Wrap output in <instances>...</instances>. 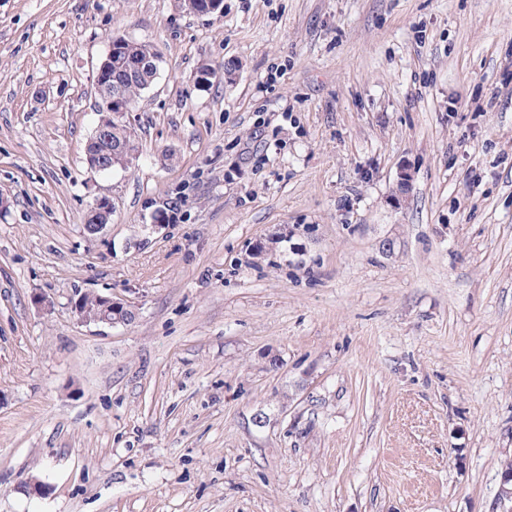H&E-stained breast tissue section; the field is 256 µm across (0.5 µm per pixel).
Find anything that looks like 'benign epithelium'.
<instances>
[{"instance_id":"obj_1","label":"benign epithelium","mask_w":512,"mask_h":512,"mask_svg":"<svg viewBox=\"0 0 512 512\" xmlns=\"http://www.w3.org/2000/svg\"><path fill=\"white\" fill-rule=\"evenodd\" d=\"M112 52L108 49L105 58L99 64L95 74V86L99 96V108L103 112L93 134L85 146V163L89 170L94 172H106L111 168L108 161L109 154L98 150V146L104 139H109L112 128V112H130L133 104L125 94L124 86L112 85L108 82L107 73L112 71ZM114 206L106 197L94 200L89 208L86 223L90 232L100 233L112 221ZM100 309L94 316H90L78 304L71 303V310L77 320L82 324H95L108 327L117 325H129L136 317L133 308L124 300L116 299L112 295L97 294ZM502 512H512V472H504L501 475V491L499 494Z\"/></svg>"}]
</instances>
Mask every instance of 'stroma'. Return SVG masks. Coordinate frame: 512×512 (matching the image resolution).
Wrapping results in <instances>:
<instances>
[{"label":"stroma","instance_id":"stroma-1","mask_svg":"<svg viewBox=\"0 0 512 512\" xmlns=\"http://www.w3.org/2000/svg\"><path fill=\"white\" fill-rule=\"evenodd\" d=\"M116 36L158 77L100 174ZM509 73L512 0H0V512H496ZM85 291L134 323H79ZM114 43L117 42H113V40L110 42L108 52L96 70L94 82L99 96L100 112H103V115L100 117L93 134L85 146V163L89 170L98 173L109 171L111 165L112 168L115 169L125 168V156L122 155L127 153V148L125 146H129L133 150L139 148L136 131L131 128L130 124H126V121H123L122 118L112 117L113 111L118 110L120 112H131L133 104L126 96L123 85L112 86V83L108 82L107 73L112 71L109 75L112 82H122L129 95L133 97L138 98L146 88L142 86L139 80L131 81L128 75L112 68V52H115L113 49ZM111 128L112 141L118 143L122 142L125 146L116 143L114 144L112 154L115 152L121 154L113 155L110 159V164L108 157L111 154L101 152L98 150V146L102 140H109L110 137L108 133ZM116 52L118 53V56L128 61L143 63L152 62L149 63L150 65L147 66L146 69L154 72L151 80L156 77L157 64L153 62V59L158 58V56L150 45L126 40L121 45L117 46ZM113 212L114 206L109 198L99 197L94 200L85 221V223L90 224L89 229L92 235L99 234L111 223Z\"/></svg>","mask_w":512,"mask_h":512}]
</instances>
